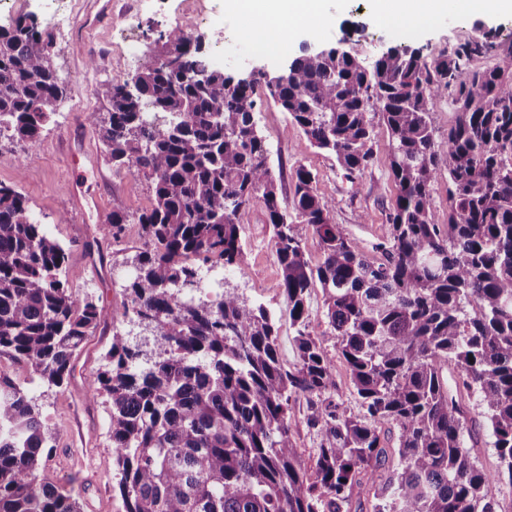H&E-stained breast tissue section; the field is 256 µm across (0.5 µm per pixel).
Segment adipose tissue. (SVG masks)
<instances>
[{"label":"adipose tissue","mask_w":512,"mask_h":512,"mask_svg":"<svg viewBox=\"0 0 512 512\" xmlns=\"http://www.w3.org/2000/svg\"><path fill=\"white\" fill-rule=\"evenodd\" d=\"M385 23L413 26L429 16L457 8L458 0H372ZM327 0H224V11L239 17L245 39L287 49L297 31L321 23Z\"/></svg>","instance_id":"ef3b65f1"}]
</instances>
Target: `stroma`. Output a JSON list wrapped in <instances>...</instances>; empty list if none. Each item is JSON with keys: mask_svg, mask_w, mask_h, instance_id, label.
<instances>
[{"mask_svg": "<svg viewBox=\"0 0 512 512\" xmlns=\"http://www.w3.org/2000/svg\"><path fill=\"white\" fill-rule=\"evenodd\" d=\"M182 2L149 0L138 24L130 27L124 18L136 0H112L111 11L97 25L87 20L79 0H0L1 24L24 14L43 18L52 10L70 18L67 30L53 32L56 67L66 86L67 99L45 126L35 149L0 144V182L18 184L47 235L68 249V285L76 297L95 296L108 331L86 340L73 360L70 378L62 386L47 385L28 370L3 361L0 371H7L27 390L52 434L53 450L44 478L77 496L82 512L119 510V502L112 496L117 470L109 438V408L105 398H92L90 389L110 344L112 329H130L122 316L123 287L133 272L131 260L144 240L140 225L129 224L120 243L104 238L92 251L87 244L107 223L113 209L133 214L149 204L146 188L133 187L131 176L113 170L97 133L86 120L88 112L103 105L100 92L106 82L135 72L127 63L124 41L132 40L143 47L167 28L178 25L190 36L203 37L211 58L260 82L278 72L286 56L298 54L304 44L314 48L342 44L367 66L396 45L421 48L423 60L430 61L452 52L482 29L495 31L497 52L512 48V14L491 18L477 15L468 0H461L458 9L410 28L380 22L371 0H333L330 21L302 30L284 52L256 51L252 42L241 37L239 20L225 16L224 0H204L201 11L190 15L183 14ZM497 52L471 59L469 70L492 65ZM254 118L270 147L269 162L281 198L292 201L293 171L305 166L315 177L316 192L333 203L334 221L343 225L368 258H376L377 245L390 235L388 216L396 196L387 165L389 136L385 124L379 120L374 123L376 161L354 188L344 178L335 157L306 147L303 132L293 127L287 113L273 102L258 97ZM240 238L241 266L203 267V286L209 292L234 288L263 303L278 321L280 358L285 365H294L295 330L288 320V302L280 287L273 229L260 200H253L243 212ZM308 307L309 331L322 340L335 368L336 394L349 412H358L350 372L337 353V339L331 336L323 316L320 288H312ZM460 402L467 415L466 447L486 472H496L497 454L475 397L464 395Z\"/></svg>", "mask_w": 512, "mask_h": 512, "instance_id": "obj_1", "label": "stroma"}]
</instances>
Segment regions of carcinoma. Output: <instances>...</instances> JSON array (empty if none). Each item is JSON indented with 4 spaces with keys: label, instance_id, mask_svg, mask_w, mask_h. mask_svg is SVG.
Instances as JSON below:
<instances>
[{
    "label": "carcinoma",
    "instance_id": "cac0c4a2",
    "mask_svg": "<svg viewBox=\"0 0 512 512\" xmlns=\"http://www.w3.org/2000/svg\"><path fill=\"white\" fill-rule=\"evenodd\" d=\"M490 32L427 64L392 46L368 68L341 46L302 49L266 95L306 137L335 155L353 189L373 161V119L389 132L397 195L381 257L368 259L331 216L310 170L298 166L291 220L254 122L255 81L213 65L175 25L149 44L139 71L112 78L105 110L90 112L112 166L147 187L150 205L112 210L101 228L119 238L138 224L122 316L158 344L148 355L118 331L92 398L109 403L120 512H496L512 487V49L467 70L493 46ZM207 75L203 84L190 73ZM458 88L448 137L433 103ZM65 95L48 25L33 15L0 24V139L36 145ZM452 189L446 223L433 208L438 163ZM262 200L272 225L296 363L280 360L278 328L261 304L226 291L206 300L201 267L241 261L240 216ZM321 247L313 264L302 227ZM68 255L16 185L0 182V358L54 386L97 331L96 302L62 277ZM324 298L360 412L336 400L323 342L307 331V298ZM478 406L499 465L486 473L464 448L466 419L446 386L447 363ZM309 398L318 439L312 466L296 448L290 402ZM397 432L398 466L382 426ZM52 435L26 391L0 373V512H81L79 500L40 478Z\"/></svg>",
    "mask_w": 512,
    "mask_h": 512
}]
</instances>
